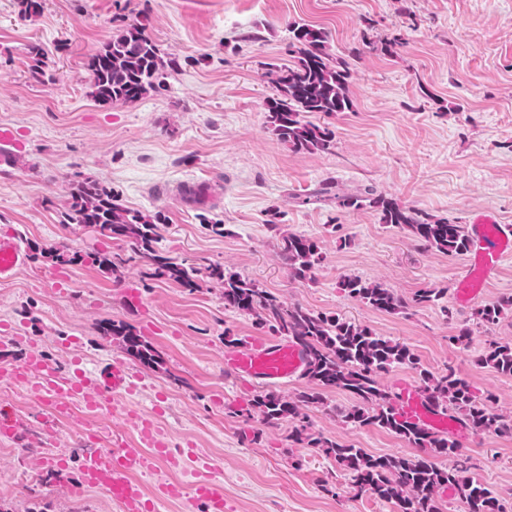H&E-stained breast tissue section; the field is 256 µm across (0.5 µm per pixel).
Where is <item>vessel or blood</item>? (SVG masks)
<instances>
[{"mask_svg": "<svg viewBox=\"0 0 512 512\" xmlns=\"http://www.w3.org/2000/svg\"><path fill=\"white\" fill-rule=\"evenodd\" d=\"M465 232L470 242L467 269L454 283L455 298L462 304L479 299L503 262L512 257V226L499 223L495 215L475 214ZM27 262L13 231L0 230V281L11 279ZM224 366L240 376L277 383L300 376L305 358L297 345L277 338L226 350ZM9 377L38 393L50 413L60 415L78 404L89 413L104 411L133 421L137 445L118 442L86 449L79 469L82 485L104 491L119 512H161L163 505L173 501L182 512H224V491L210 477V460L192 448L171 449L157 422L136 411L130 398L135 375L124 364L91 369L77 364L62 370L41 353L32 352L10 367ZM400 392L402 411L411 420L433 431L464 433L461 423L428 407L412 382H401ZM188 467L195 472L192 483L173 479V472ZM144 474L156 475L152 490L142 485Z\"/></svg>", "mask_w": 512, "mask_h": 512, "instance_id": "vessel-or-blood-1", "label": "vessel or blood"}]
</instances>
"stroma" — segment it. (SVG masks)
<instances>
[{"label": "stroma", "instance_id": "1", "mask_svg": "<svg viewBox=\"0 0 512 512\" xmlns=\"http://www.w3.org/2000/svg\"><path fill=\"white\" fill-rule=\"evenodd\" d=\"M146 13L151 32L178 68L166 88L137 101L99 105L88 62L124 25ZM330 34L332 56L351 58V111L337 113L331 152L296 154L267 129L269 65L290 58L288 23ZM402 35L393 55L364 41ZM44 53L46 76L29 73V46ZM361 48L351 57L352 48ZM19 143L0 158V229L10 228L28 265L0 282V324L18 326L22 342L0 340V367L41 352L60 367L123 363L140 377L134 400L156 419L171 447L193 444L215 464L227 512H398L374 496H355L346 472L322 449L295 443L288 428L229 414L259 386L224 372V332L242 341L267 338L254 320L226 309L222 285L189 290L147 279L135 267L111 277L79 263L65 266L60 288L49 282L46 247L62 242L84 253L99 245L61 213L79 182L112 189L130 209L159 217L158 247L193 264H218L260 282L282 300L334 313L406 344L419 366L382 377L389 389L418 381L419 368H455L495 394L512 414V377L477 365L488 340L512 341V314L492 329L476 326L473 306L449 301L389 315L344 296L341 277L383 283L403 297L452 286L465 256L418 251L406 229L383 223L369 207L340 210L305 203L331 181L346 193L375 189L399 205L454 224L480 212L512 225V0H43L25 17L19 0H0V128ZM211 184L210 198L189 203L176 189ZM278 207L283 230L318 242L323 261L312 280H293L276 256L267 212ZM220 222L217 236L206 220ZM133 326L154 346L146 368L105 323ZM470 328L468 341L454 337ZM329 390L307 411L310 431L374 454L416 456L400 438L375 427L346 429L329 408L348 403ZM23 421L0 442V507L5 512H118L99 490L81 488L79 431L102 444L134 441L132 424L76 408L73 420L44 428L39 399L0 375V404ZM475 477L512 512V437L467 431L458 439ZM66 458L46 463L47 454Z\"/></svg>", "mask_w": 512, "mask_h": 512}]
</instances>
